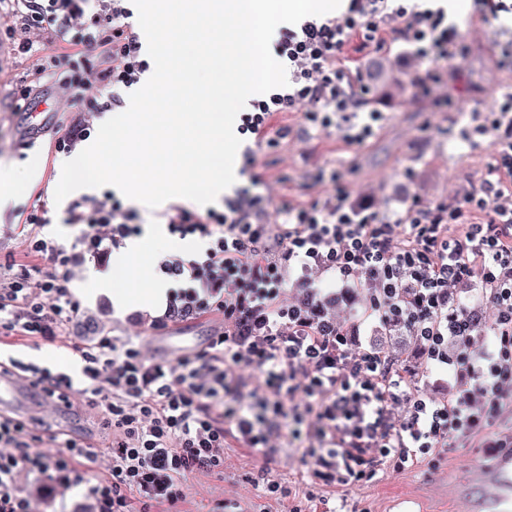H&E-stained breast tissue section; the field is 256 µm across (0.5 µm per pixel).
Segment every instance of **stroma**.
Wrapping results in <instances>:
<instances>
[{
	"instance_id": "35a3bbf8",
	"label": "stroma",
	"mask_w": 512,
	"mask_h": 512,
	"mask_svg": "<svg viewBox=\"0 0 512 512\" xmlns=\"http://www.w3.org/2000/svg\"><path fill=\"white\" fill-rule=\"evenodd\" d=\"M462 36L464 52L459 71L440 68L436 77H426L414 59L384 35L379 48H360L351 40L343 56L344 66L373 82L384 65H392L400 82L387 100L372 102L383 119L372 135L360 144H348L333 128L309 124L302 113H279L268 139L254 147L255 163L234 168L243 185L270 200L266 219L277 223L282 205H306L343 188L352 199L377 208H402L412 199L427 204H447L479 186L493 162L488 148L474 149L469 137L479 114L494 108L499 88L512 85V14L502 13L492 22L482 20L479 0H471L468 12L449 16ZM25 81L39 82L47 98L46 109L30 116L15 109L14 89ZM83 107L79 90H63L39 78L35 59L11 57L0 66V166L12 171L18 202L40 205L48 219L43 238L73 243L75 234L67 224L68 202H55L57 162L55 143L72 117ZM104 268L88 257H78L68 288L81 312L70 335L54 342L13 338L0 346V358L16 359L68 374L74 388H82L83 362L72 344L108 334L129 336L150 347L153 332L148 323L137 322V312L120 308L95 295L97 278ZM375 343L397 367L421 371V394L434 399L447 397L456 384L453 374L426 372L425 359L414 339L398 337L396 329L375 324L361 326L355 346ZM483 449H450L436 468L394 470L378 463L373 478L365 483L330 488L313 477L312 461L303 460L285 445L271 456L249 448L224 451V474L198 475L186 490L187 512L201 498L238 499L243 512L262 504L264 512H293L306 496H324L338 512H468V503L458 493L466 473L475 465L488 464ZM288 482V497H260L252 479L263 467ZM82 481L63 492L49 488L35 475L24 472L19 482L31 501L32 512H82L86 484L101 474L96 462L80 467Z\"/></svg>"
}]
</instances>
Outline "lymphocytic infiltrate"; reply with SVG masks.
I'll list each match as a JSON object with an SVG mask.
<instances>
[{"label":"lymphocytic infiltrate","instance_id":"lymphocytic-infiltrate-1","mask_svg":"<svg viewBox=\"0 0 512 512\" xmlns=\"http://www.w3.org/2000/svg\"><path fill=\"white\" fill-rule=\"evenodd\" d=\"M128 0H0L12 18L5 35L19 55L39 61L66 89L85 93L89 112H112L149 69L139 34L129 23ZM390 32L415 54L427 73L457 57L460 40L445 26L443 10L406 6L404 0H349L346 12L326 21L304 20L281 29L271 43L287 69L288 84L252 100L240 134L266 139L274 117L300 112L346 141L362 143L381 117L354 118L367 93L341 56L351 39L376 46ZM96 63L76 67L86 50ZM480 134L493 162L479 190L433 206L413 203L384 212L351 201L344 191L299 208L283 221L265 220V198L239 191L223 210L200 216L177 208L167 229L204 241L202 251L160 258L155 272L170 285L165 308L149 319L158 333L210 314L224 326L203 349L171 361L148 360L129 338L99 336L78 345L82 389L63 375L29 367L56 398L78 391L101 408L107 448L67 434L53 454L35 449L43 435L27 422L0 413V512H31L17 484L20 471L66 486L79 465L98 461L101 477L89 483L92 512H183L184 488L199 473L224 472V449L270 447L290 436L314 459L323 485L372 479L374 461L393 469L436 467L449 449L492 428L512 408V87L500 93ZM44 214L29 208L15 233L27 254L49 258L53 273L34 279L18 265L0 285V335L31 339L66 336L79 314L67 283L76 255L104 262L138 234L136 215L112 195L82 197L68 209L79 254L40 238ZM365 289L362 320L406 328L419 343L426 367L452 371L455 394L443 399L416 391L417 372L396 367L375 345L351 351V325L336 316L323 282ZM474 282L494 307L493 340L483 351L480 330L454 292ZM297 295H289V286ZM255 368L270 400L264 408L283 429L264 428L239 399L240 372ZM408 409L394 420L399 403Z\"/></svg>","mask_w":512,"mask_h":512}]
</instances>
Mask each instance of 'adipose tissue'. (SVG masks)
I'll return each instance as SVG.
<instances>
[{
	"instance_id": "obj_1",
	"label": "adipose tissue",
	"mask_w": 512,
	"mask_h": 512,
	"mask_svg": "<svg viewBox=\"0 0 512 512\" xmlns=\"http://www.w3.org/2000/svg\"><path fill=\"white\" fill-rule=\"evenodd\" d=\"M160 231H153L150 237L129 243L124 252L117 256L112 273L99 280V291L111 295L113 301L131 304L138 307H153L164 298L166 288L163 284H154L150 293H142L138 289V280L133 275L130 264L145 254L153 241L159 240Z\"/></svg>"
}]
</instances>
